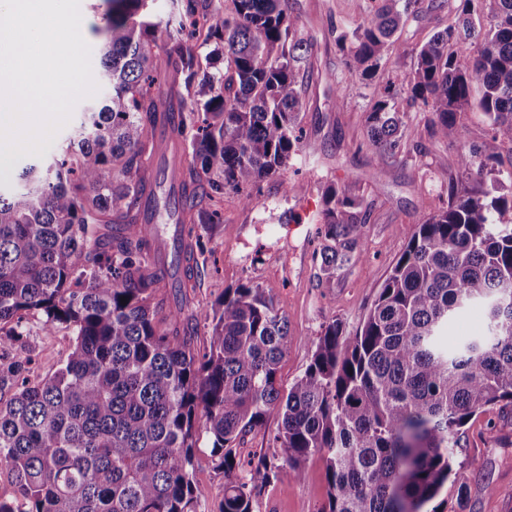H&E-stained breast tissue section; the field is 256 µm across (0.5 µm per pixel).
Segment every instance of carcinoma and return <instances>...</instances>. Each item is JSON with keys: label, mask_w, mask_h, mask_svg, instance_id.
<instances>
[{"label": "carcinoma", "mask_w": 512, "mask_h": 512, "mask_svg": "<svg viewBox=\"0 0 512 512\" xmlns=\"http://www.w3.org/2000/svg\"><path fill=\"white\" fill-rule=\"evenodd\" d=\"M93 77L107 94L84 104L62 154L32 164L22 187L0 193V466L16 501L0 512H196L192 477L196 417L224 471L223 512H251L252 493L277 476L264 459L232 478L233 448L273 409L274 441L295 478L325 456L322 512H423L442 488H470L456 469L463 427L489 408L512 407V194L469 191L463 180L512 184L502 150L512 145V0H458L455 17L409 47L397 32L416 0L382 5L352 30L336 29L349 69L366 80L393 52L411 57L367 112L366 146L380 159L401 148L407 105L432 114V137L457 145L446 206L428 214L353 333L334 321L321 332L304 375L282 394L278 366L291 336L285 316L254 283L224 290L205 313L209 348L198 351L182 307L164 310L165 261L155 216L176 224L224 223L212 202L229 188L251 191L282 176L298 151L307 103L308 48L284 0H172L164 20L154 0H104ZM167 40L158 55V32ZM224 42V72L208 71L196 42ZM470 61L462 64L457 49ZM479 90V97L473 91ZM484 140L460 142L472 109ZM177 126L190 164L157 195L145 173L153 132ZM320 270L348 264L367 223L363 202L329 181L318 214ZM110 228L103 239L97 225ZM203 252L178 237L171 266ZM126 301H121V298ZM487 330L450 346L448 323L472 304ZM72 329L59 369L23 375L24 320Z\"/></svg>", "instance_id": "1"}]
</instances>
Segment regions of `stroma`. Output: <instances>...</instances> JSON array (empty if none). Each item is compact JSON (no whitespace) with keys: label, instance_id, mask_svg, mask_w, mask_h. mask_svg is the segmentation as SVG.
<instances>
[{"label":"stroma","instance_id":"stroma-1","mask_svg":"<svg viewBox=\"0 0 512 512\" xmlns=\"http://www.w3.org/2000/svg\"><path fill=\"white\" fill-rule=\"evenodd\" d=\"M456 0H417L402 33L407 45L422 42L448 23ZM376 0H286L288 14L298 17L300 33L310 45L312 75L305 87L308 109L303 137L284 177L261 183L251 205H243L234 190L224 192V226L210 230L196 226L204 242L198 258L197 287L167 291L168 308L182 307L196 324L194 344H210L212 326L203 314L225 289L252 281L260 284L288 319L292 336L279 364L277 381L288 388L309 366L323 328L341 322L354 332L376 299L379 288L404 251L424 216L448 198V174L455 170L456 148L427 132L428 113L410 109L400 155L378 160L366 147L365 114L373 95L387 79L403 78L412 67L410 57L387 55L367 82L352 78L347 55L336 46V29L355 28ZM352 79L344 96H337L335 77ZM349 187L370 203L361 246L352 261L328 279L319 270L321 227L305 201L320 204L325 180ZM300 184L304 193L288 192ZM24 347L32 359L28 376L52 375L67 357L72 333L64 326L43 332L30 320ZM280 417L270 412L264 422L235 447L242 462L265 458L279 464L278 475L252 498V512H321L327 503L326 465L312 456L294 479L282 466L273 437ZM467 449L459 454L470 487L465 512H512V414L490 409L465 427ZM224 473L211 456V440L198 432L194 450L193 491L197 512H222Z\"/></svg>","mask_w":512,"mask_h":512}]
</instances>
